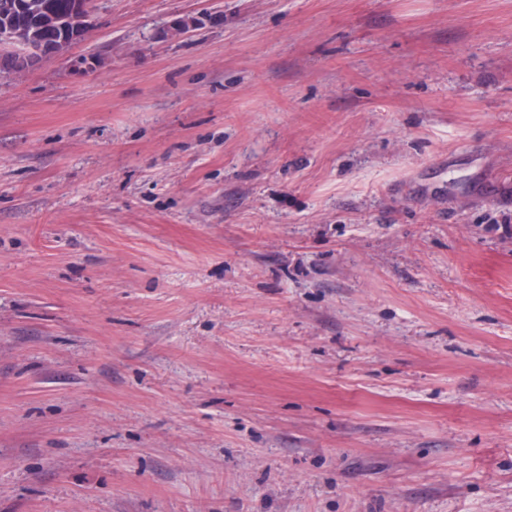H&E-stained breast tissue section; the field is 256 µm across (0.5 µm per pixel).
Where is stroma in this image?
<instances>
[{"label":"stroma","instance_id":"stroma-1","mask_svg":"<svg viewBox=\"0 0 512 512\" xmlns=\"http://www.w3.org/2000/svg\"><path fill=\"white\" fill-rule=\"evenodd\" d=\"M0 512H512V0H96L1 72Z\"/></svg>","mask_w":512,"mask_h":512}]
</instances>
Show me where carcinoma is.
I'll use <instances>...</instances> for the list:
<instances>
[{
	"label": "carcinoma",
	"instance_id": "obj_1",
	"mask_svg": "<svg viewBox=\"0 0 512 512\" xmlns=\"http://www.w3.org/2000/svg\"><path fill=\"white\" fill-rule=\"evenodd\" d=\"M76 0H39L33 10L28 0H0V28L10 29L26 42L66 51L82 39L89 21L73 24Z\"/></svg>",
	"mask_w": 512,
	"mask_h": 512
}]
</instances>
